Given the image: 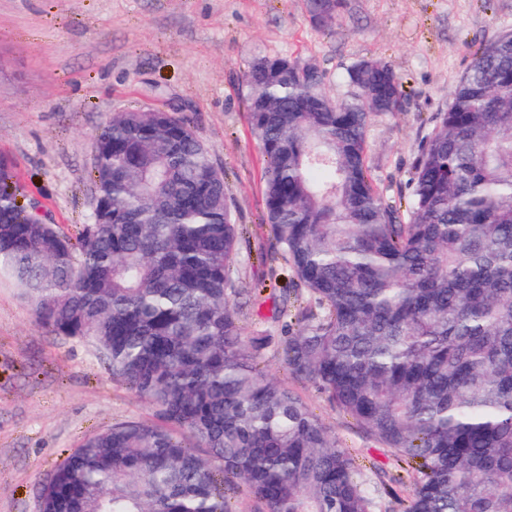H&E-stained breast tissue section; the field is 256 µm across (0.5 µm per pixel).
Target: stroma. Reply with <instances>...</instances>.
I'll return each instance as SVG.
<instances>
[{"instance_id": "1", "label": "stroma", "mask_w": 512, "mask_h": 512, "mask_svg": "<svg viewBox=\"0 0 512 512\" xmlns=\"http://www.w3.org/2000/svg\"><path fill=\"white\" fill-rule=\"evenodd\" d=\"M510 28L512 0H348L330 31L313 25L306 0H0V156L23 188L19 203L72 234L93 211L96 139L112 115L163 108L187 119L247 228L237 300L248 332L279 298L274 265L256 258L270 232L261 222L266 160L244 105L251 58L316 61L336 96L346 93L341 76L352 62L390 63L408 96L402 112L372 121L367 163L398 203L430 118L445 109L474 51ZM261 366L302 397L367 480L394 474L391 453L316 385L277 356ZM152 418L93 344L38 325L0 272V512H40L43 486L87 436Z\"/></svg>"}]
</instances>
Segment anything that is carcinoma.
Wrapping results in <instances>:
<instances>
[{"label":"carcinoma","mask_w":512,"mask_h":512,"mask_svg":"<svg viewBox=\"0 0 512 512\" xmlns=\"http://www.w3.org/2000/svg\"><path fill=\"white\" fill-rule=\"evenodd\" d=\"M306 7L330 30L346 0ZM244 81L271 252L289 271L247 336L243 225L185 119L112 116L94 211L73 237L18 203L0 158V269L38 323L94 343L158 419L85 438L42 512H230L240 486L259 512H376L391 490L370 488L258 368L271 350L408 466L404 512H512V29L474 53L432 117L404 218L366 162L371 121L405 102L391 65L353 62L336 99L316 62L287 55L255 56Z\"/></svg>","instance_id":"carcinoma-1"}]
</instances>
